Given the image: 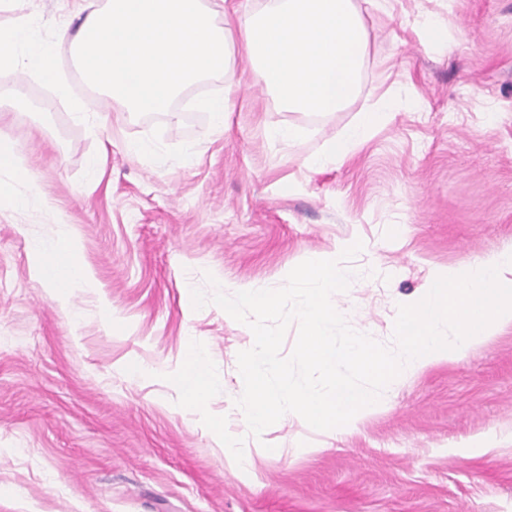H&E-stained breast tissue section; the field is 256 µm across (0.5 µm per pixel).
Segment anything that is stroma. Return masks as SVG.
Masks as SVG:
<instances>
[{"instance_id":"stroma-1","label":"stroma","mask_w":512,"mask_h":512,"mask_svg":"<svg viewBox=\"0 0 512 512\" xmlns=\"http://www.w3.org/2000/svg\"><path fill=\"white\" fill-rule=\"evenodd\" d=\"M72 4L28 8L84 120L38 75L0 65V90L26 91L0 119L23 166L0 172V512H512V327L397 377L344 438L285 416L256 444L231 412L253 333L191 300L212 276L280 287L310 255L359 240L352 267L379 271L338 310L389 346L431 272L512 248V0H354L368 32L358 91L328 115L288 111L247 72L232 91L220 76L190 86L168 114L107 108L56 38L79 27ZM426 18L444 44L425 43ZM221 94L223 131L189 106ZM383 96L388 116L346 162L308 166ZM288 123L299 138H267ZM141 140L164 149L132 154ZM64 230L93 281L66 310L33 253ZM194 340L218 368L208 409L245 438L251 470L166 379Z\"/></svg>"}]
</instances>
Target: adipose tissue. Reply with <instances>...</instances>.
<instances>
[{
    "label": "adipose tissue",
    "mask_w": 512,
    "mask_h": 512,
    "mask_svg": "<svg viewBox=\"0 0 512 512\" xmlns=\"http://www.w3.org/2000/svg\"><path fill=\"white\" fill-rule=\"evenodd\" d=\"M73 40L86 81L126 112H166L191 85L213 75L233 81L237 60L295 112L331 114L353 99L364 61L367 31L353 0H243L220 12L213 0H107L88 8ZM0 63L33 72L64 97L55 51L36 18L0 26ZM363 113L331 140L309 166L346 161L382 119ZM77 244L61 236L36 247L38 271L50 287L70 293L91 285L74 259Z\"/></svg>",
    "instance_id": "1"
}]
</instances>
